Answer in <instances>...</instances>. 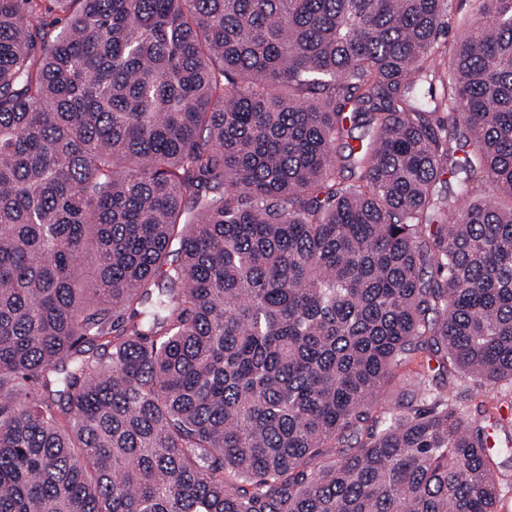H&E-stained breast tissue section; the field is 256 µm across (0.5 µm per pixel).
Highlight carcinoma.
I'll use <instances>...</instances> for the list:
<instances>
[{
    "label": "carcinoma",
    "instance_id": "obj_1",
    "mask_svg": "<svg viewBox=\"0 0 512 512\" xmlns=\"http://www.w3.org/2000/svg\"><path fill=\"white\" fill-rule=\"evenodd\" d=\"M461 381L512 389V0H0V512H496Z\"/></svg>",
    "mask_w": 512,
    "mask_h": 512
}]
</instances>
